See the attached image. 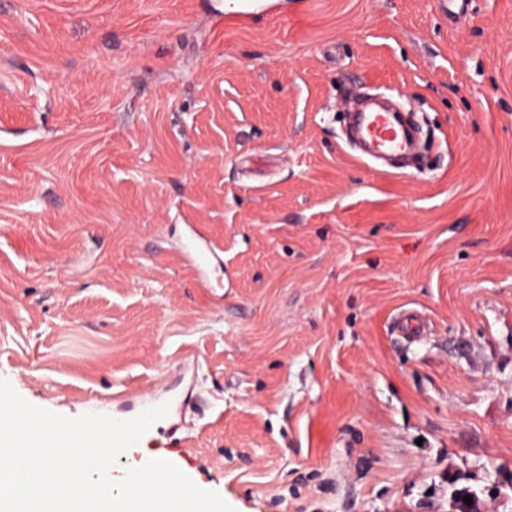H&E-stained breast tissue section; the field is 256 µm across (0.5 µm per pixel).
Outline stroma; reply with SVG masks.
Returning a JSON list of instances; mask_svg holds the SVG:
<instances>
[{
    "label": "stroma",
    "mask_w": 512,
    "mask_h": 512,
    "mask_svg": "<svg viewBox=\"0 0 512 512\" xmlns=\"http://www.w3.org/2000/svg\"><path fill=\"white\" fill-rule=\"evenodd\" d=\"M259 4L0 0V377L235 512H512V0ZM359 130L374 150L368 155L379 157L382 154H399L405 149L407 131L396 125L386 112H360L357 116Z\"/></svg>",
    "instance_id": "stroma-1"
}]
</instances>
